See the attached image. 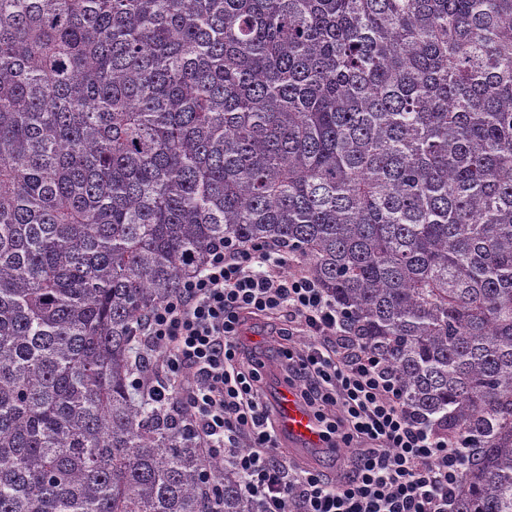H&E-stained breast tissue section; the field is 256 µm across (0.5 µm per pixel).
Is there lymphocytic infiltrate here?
I'll return each mask as SVG.
<instances>
[{"mask_svg": "<svg viewBox=\"0 0 512 512\" xmlns=\"http://www.w3.org/2000/svg\"><path fill=\"white\" fill-rule=\"evenodd\" d=\"M285 261L260 244L214 245L203 270L147 318L145 347L160 354L159 375L145 381L150 396L189 409L186 429L224 453L260 512H454L464 443L405 407L382 358L362 349L313 278L283 274ZM270 311L310 338L306 350L285 351L286 381L313 408L323 440L363 444L337 484L279 457L258 394L263 363L235 365L243 314Z\"/></svg>", "mask_w": 512, "mask_h": 512, "instance_id": "lymphocytic-infiltrate-1", "label": "lymphocytic infiltrate"}]
</instances>
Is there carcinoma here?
<instances>
[{"mask_svg": "<svg viewBox=\"0 0 512 512\" xmlns=\"http://www.w3.org/2000/svg\"><path fill=\"white\" fill-rule=\"evenodd\" d=\"M288 249L512 512V0H0V512H256L135 388L213 244Z\"/></svg>", "mask_w": 512, "mask_h": 512, "instance_id": "cac0c4a2", "label": "carcinoma"}]
</instances>
